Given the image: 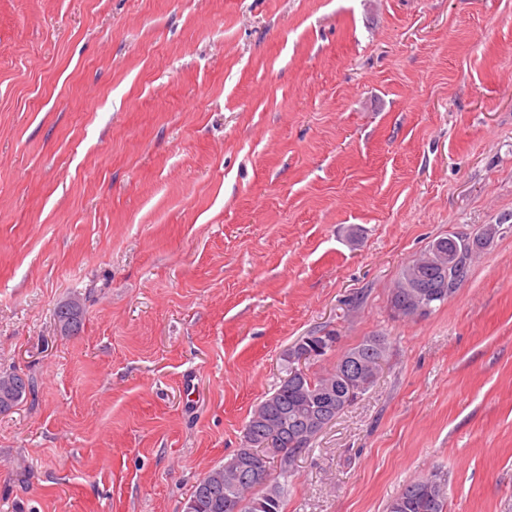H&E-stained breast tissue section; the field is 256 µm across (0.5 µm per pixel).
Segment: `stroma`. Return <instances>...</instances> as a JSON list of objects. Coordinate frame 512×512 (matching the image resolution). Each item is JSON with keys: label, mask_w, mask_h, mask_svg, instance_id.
I'll return each mask as SVG.
<instances>
[{"label": "stroma", "mask_w": 512, "mask_h": 512, "mask_svg": "<svg viewBox=\"0 0 512 512\" xmlns=\"http://www.w3.org/2000/svg\"><path fill=\"white\" fill-rule=\"evenodd\" d=\"M504 222L425 317L401 268ZM80 297L83 327L56 307ZM374 385L285 512H512V0H0V512H184L281 355ZM56 320L60 332L64 335L77 333L82 325L80 301L73 299L60 306L56 312ZM17 371L0 372V398L4 404L8 399L6 411L16 407L27 395L34 392V381L29 376L23 375L24 380L19 378ZM19 381V385L16 384ZM389 512H447L448 485L438 472L407 484L388 505Z\"/></svg>", "instance_id": "stroma-1"}]
</instances>
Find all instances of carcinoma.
Wrapping results in <instances>:
<instances>
[{"label":"carcinoma","instance_id":"1","mask_svg":"<svg viewBox=\"0 0 512 512\" xmlns=\"http://www.w3.org/2000/svg\"><path fill=\"white\" fill-rule=\"evenodd\" d=\"M501 233V225L486 224L476 237L464 239L450 234L435 240L428 254L405 265L391 291L390 305L399 317H424L440 308L467 279L474 249L493 240ZM61 333H77L82 325L81 303L77 299L60 306L56 312ZM297 344L283 353L285 376L278 388L269 395L274 405L267 419L283 426L285 436L305 434L302 445L282 444L267 459L251 460L256 478L245 480L235 457L211 469L194 485L188 501L193 512H284L288 495V477L295 460L306 452L322 429L306 431L312 416L328 426L346 408L364 395L374 384L388 359L385 338L372 336L344 352L341 360L349 364V374L340 375L339 368L323 374L298 372L291 361ZM331 391V403H322L326 391ZM34 392V381L26 376L19 379L16 371L0 372V398L8 399L7 409L16 407ZM279 474L273 476L274 463ZM388 512H448V485L437 472L407 484L388 505Z\"/></svg>","mask_w":512,"mask_h":512}]
</instances>
